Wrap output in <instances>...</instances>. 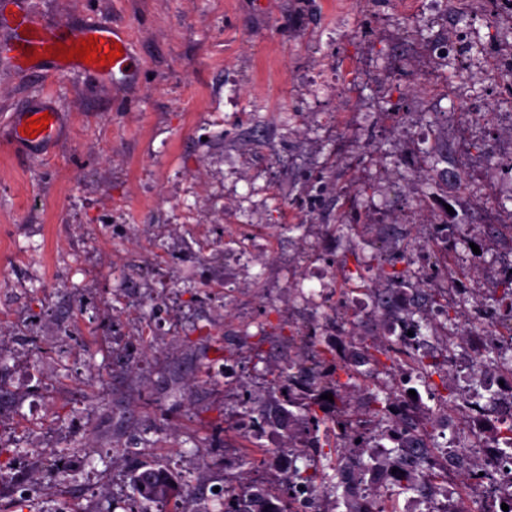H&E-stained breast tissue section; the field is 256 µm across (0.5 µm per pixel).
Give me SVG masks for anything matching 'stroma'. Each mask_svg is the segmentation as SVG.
I'll list each match as a JSON object with an SVG mask.
<instances>
[{
  "instance_id": "obj_1",
  "label": "stroma",
  "mask_w": 512,
  "mask_h": 512,
  "mask_svg": "<svg viewBox=\"0 0 512 512\" xmlns=\"http://www.w3.org/2000/svg\"><path fill=\"white\" fill-rule=\"evenodd\" d=\"M49 24L107 22L136 64L97 81L0 68V512H139L131 474L159 463L190 486L183 512H224L221 487L271 482L248 441L243 390L279 398L302 331L365 372L345 408L401 381L377 367L383 314L319 317L304 275L357 280L375 250L405 304L442 308L431 384L458 393L442 339L459 308L493 306L512 253V0H30ZM468 52L462 72L437 49ZM61 114L58 139L11 144L14 113ZM448 150L450 184L429 154ZM268 242L246 254L244 240ZM456 294H447L448 282Z\"/></svg>"
}]
</instances>
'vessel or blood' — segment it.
<instances>
[{
	"instance_id": "obj_1",
	"label": "vessel or blood",
	"mask_w": 512,
	"mask_h": 512,
	"mask_svg": "<svg viewBox=\"0 0 512 512\" xmlns=\"http://www.w3.org/2000/svg\"><path fill=\"white\" fill-rule=\"evenodd\" d=\"M95 38L100 53L109 55L108 64H96L71 60L68 62L48 58L46 50L56 44L76 47L78 42L86 38ZM126 38L115 27L102 23L80 30L70 29L65 23L53 26L44 24L27 7H18L10 28L9 38L0 43V59L20 72L58 73L76 71L96 79H107L115 72L133 67L134 60L130 51L125 50ZM123 46V53H115V46ZM37 51V58H30V51ZM49 114L45 131L34 135H26L25 127L30 119L41 114ZM59 133V118L55 106L42 103L24 112L19 120L10 128V139L18 146L26 149L40 147L54 142Z\"/></svg>"
}]
</instances>
